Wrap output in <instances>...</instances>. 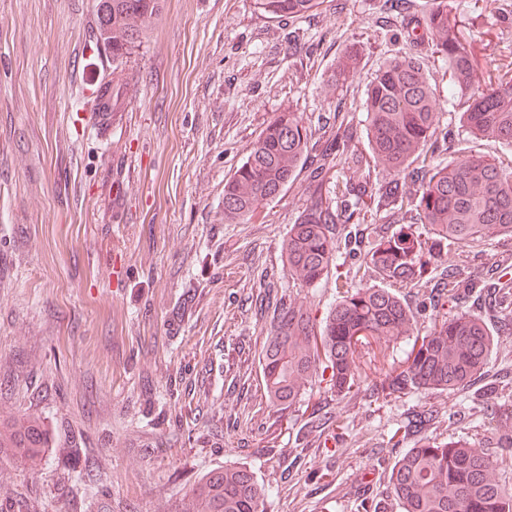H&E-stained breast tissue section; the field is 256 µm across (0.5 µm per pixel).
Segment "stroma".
<instances>
[{
	"instance_id": "35a3bbf8",
	"label": "stroma",
	"mask_w": 512,
	"mask_h": 512,
	"mask_svg": "<svg viewBox=\"0 0 512 512\" xmlns=\"http://www.w3.org/2000/svg\"><path fill=\"white\" fill-rule=\"evenodd\" d=\"M448 9L481 77L512 61V0ZM96 0H0V421L34 417L48 449L34 467L0 459V512H174L207 471L252 469L266 512H362L355 490L387 489L370 454L408 406L449 423L454 398L418 395L370 412L330 407L349 425L330 454L301 440L305 402L265 396L259 354L280 301L322 317L333 282L307 286L281 248L304 209L299 174L249 223L224 221V183L266 124L293 111L322 149L335 112L363 131L368 82L415 51L436 82L455 150H483L425 47L378 29L382 0H325L316 15L273 19L254 0H163L121 66L98 44ZM299 33L304 58L289 55ZM361 58L345 83L343 53ZM129 85L100 131L90 80ZM512 261V238L450 250L474 275ZM334 480L318 484L316 470Z\"/></svg>"
}]
</instances>
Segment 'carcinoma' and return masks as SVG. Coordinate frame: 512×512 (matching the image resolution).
<instances>
[{"instance_id": "cac0c4a2", "label": "carcinoma", "mask_w": 512, "mask_h": 512, "mask_svg": "<svg viewBox=\"0 0 512 512\" xmlns=\"http://www.w3.org/2000/svg\"><path fill=\"white\" fill-rule=\"evenodd\" d=\"M161 0H96L99 36L112 44L119 64L144 38ZM271 18L311 15L322 0H255ZM383 23L399 22V35L416 46L431 45L448 81V95L459 98L461 120L486 142L484 153L450 152L431 162L448 144L440 125L434 85L414 55L385 61L367 86L364 101L369 156L356 146L353 126L336 119L333 149L309 160L306 129L296 113L273 117L252 144L246 160L224 184V223L246 224L260 208L278 198L311 162L314 186L304 210L291 225L283 245L288 269L308 286L334 279L340 300L321 319L301 303H290L273 318L261 349L266 398L292 406L306 394L308 378L321 372L325 392L364 395L375 413L391 402L414 395L448 392L463 395L472 430L486 425L481 404L501 397L497 423L512 421V379L487 378L493 348V314L498 330L512 331V264H500L473 279L448 271L437 258L450 248L473 247L493 234L512 237V165L502 166L493 148L512 147V66H503L483 84L473 53L464 46L447 0L421 13L411 0H383ZM355 54H345L333 73L343 83L359 68ZM380 163L388 172L380 181L365 174L358 180L331 174L339 165L361 169ZM383 215L400 228L378 226ZM427 227L422 237L416 225ZM361 257L364 275L374 284L353 285L345 256ZM421 289L419 308L433 322L417 332L415 315L403 298L381 284ZM453 315H448V311ZM403 345V355L384 362L385 350ZM378 376L368 380L365 367ZM438 416L412 409L387 433L386 447H413L383 472L400 512H512V432L488 447L473 436L429 434ZM305 428L327 443L343 439L339 417L314 408ZM47 449L41 423L27 418L0 426V456L33 465ZM267 491L246 466L226 465L205 473L175 512H264Z\"/></svg>"}]
</instances>
